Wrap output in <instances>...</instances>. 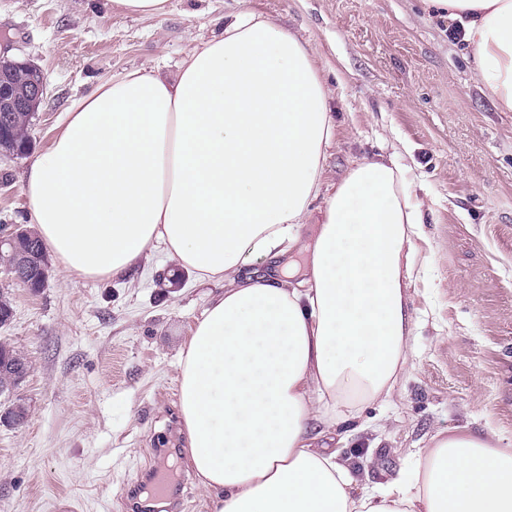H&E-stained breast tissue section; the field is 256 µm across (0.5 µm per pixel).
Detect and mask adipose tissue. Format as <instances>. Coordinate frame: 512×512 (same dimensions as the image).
Segmentation results:
<instances>
[{"label": "adipose tissue", "instance_id": "adipose-tissue-1", "mask_svg": "<svg viewBox=\"0 0 512 512\" xmlns=\"http://www.w3.org/2000/svg\"><path fill=\"white\" fill-rule=\"evenodd\" d=\"M461 20L472 76L512 111V0H423ZM314 50L246 11L174 78L78 100L22 189L64 270L129 276L157 247L217 284L180 354L187 463L215 512H512V444L440 431L413 478L359 484L340 451L411 352L423 203L397 154L330 181ZM324 204L311 242L301 229ZM298 248L305 277L242 266Z\"/></svg>", "mask_w": 512, "mask_h": 512}]
</instances>
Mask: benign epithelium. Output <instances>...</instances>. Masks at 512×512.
<instances>
[{"mask_svg":"<svg viewBox=\"0 0 512 512\" xmlns=\"http://www.w3.org/2000/svg\"><path fill=\"white\" fill-rule=\"evenodd\" d=\"M46 92L47 78L41 69L0 57V125L8 123L12 112L36 115ZM21 232L19 224L0 230V253L13 248Z\"/></svg>","mask_w":512,"mask_h":512,"instance_id":"obj_1","label":"benign epithelium"}]
</instances>
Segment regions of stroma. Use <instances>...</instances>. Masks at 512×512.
Masks as SVG:
<instances>
[{
  "label": "stroma",
  "mask_w": 512,
  "mask_h": 512,
  "mask_svg": "<svg viewBox=\"0 0 512 512\" xmlns=\"http://www.w3.org/2000/svg\"><path fill=\"white\" fill-rule=\"evenodd\" d=\"M246 10L316 49L333 90L331 179L395 150L425 203L413 350L391 396L360 413L348 455L383 484L414 471L439 430L512 443V112L472 82L464 44L421 0H169L155 18L111 0H0V55L48 82L30 153L0 151V224H29L24 171L77 100L136 68L174 76ZM0 292L13 307L0 342L30 365L0 396L28 411L23 426L0 423V512H116L153 461L181 478V512H214L185 464L179 414L180 350L210 288L160 247L123 280L53 260L41 291L0 271Z\"/></svg>",
  "instance_id": "stroma-1"
}]
</instances>
